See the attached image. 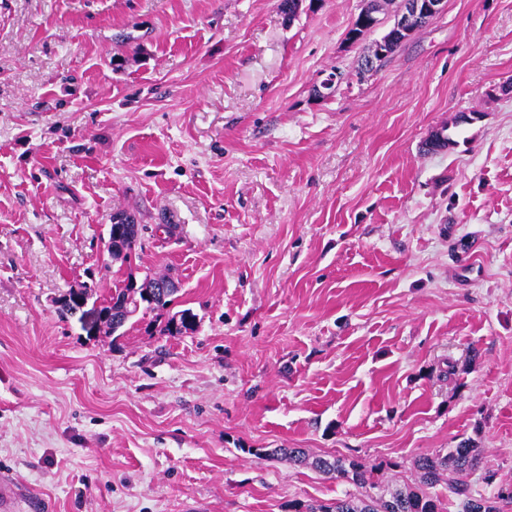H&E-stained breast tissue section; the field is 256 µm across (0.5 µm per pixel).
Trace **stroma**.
Listing matches in <instances>:
<instances>
[{"mask_svg": "<svg viewBox=\"0 0 512 512\" xmlns=\"http://www.w3.org/2000/svg\"><path fill=\"white\" fill-rule=\"evenodd\" d=\"M278 4L0 0V473L42 512L349 491L273 448L410 484L469 439L512 484V0H446L362 75L363 0ZM163 274L173 304L120 334L56 312Z\"/></svg>", "mask_w": 512, "mask_h": 512, "instance_id": "35a3bbf8", "label": "stroma"}]
</instances>
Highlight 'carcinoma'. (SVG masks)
<instances>
[{
  "label": "carcinoma",
  "instance_id": "obj_1",
  "mask_svg": "<svg viewBox=\"0 0 512 512\" xmlns=\"http://www.w3.org/2000/svg\"><path fill=\"white\" fill-rule=\"evenodd\" d=\"M153 278L147 277L140 284L129 281L112 292L109 299L99 304L102 324L108 333L115 334L135 316L141 307L165 309L172 302L177 289L164 292L152 289ZM60 318H79L81 304L69 291L57 300ZM195 315L183 310L172 316L163 333L169 336L182 335L194 329ZM272 455H280L289 462L309 467L324 474H334L358 489V493L347 492L336 501L306 508V512H443L442 502L432 492L441 481H448V493L457 512H500L498 504L512 503V496L505 498L496 493L485 496L474 487L469 476L481 468L483 449L467 440L448 452L422 454L414 460L418 482L415 486L393 485L384 480L383 468L376 464H365L355 459L334 457L332 459L313 455L305 448H278Z\"/></svg>",
  "mask_w": 512,
  "mask_h": 512
}]
</instances>
